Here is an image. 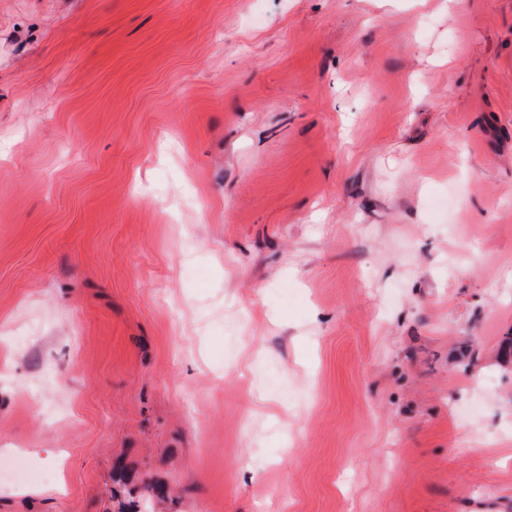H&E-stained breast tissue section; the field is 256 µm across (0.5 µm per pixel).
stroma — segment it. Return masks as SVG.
<instances>
[{
	"label": "stroma",
	"instance_id": "1",
	"mask_svg": "<svg viewBox=\"0 0 512 512\" xmlns=\"http://www.w3.org/2000/svg\"><path fill=\"white\" fill-rule=\"evenodd\" d=\"M510 336L512 0H0V512H512Z\"/></svg>",
	"mask_w": 512,
	"mask_h": 512
}]
</instances>
